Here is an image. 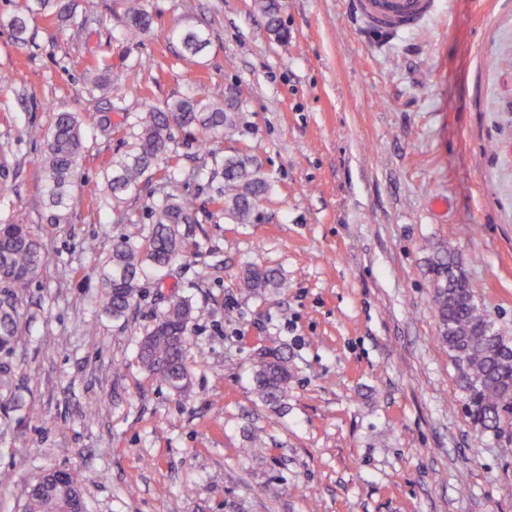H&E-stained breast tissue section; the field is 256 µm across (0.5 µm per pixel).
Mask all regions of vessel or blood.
<instances>
[{
    "label": "vessel or blood",
    "mask_w": 512,
    "mask_h": 512,
    "mask_svg": "<svg viewBox=\"0 0 512 512\" xmlns=\"http://www.w3.org/2000/svg\"><path fill=\"white\" fill-rule=\"evenodd\" d=\"M437 0H351L355 18L366 26L399 32L434 15Z\"/></svg>",
    "instance_id": "vessel-or-blood-1"
}]
</instances>
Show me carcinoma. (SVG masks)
<instances>
[{"mask_svg":"<svg viewBox=\"0 0 512 512\" xmlns=\"http://www.w3.org/2000/svg\"><path fill=\"white\" fill-rule=\"evenodd\" d=\"M122 40L142 42L155 35L150 0H124ZM267 30L285 37L277 0H260ZM55 16L75 17L70 0H21L4 25L19 47L29 43L34 21ZM165 37L178 47L177 56L191 60L210 43L209 34L191 24L170 28ZM89 92L112 88L120 122L104 116L99 132L121 136L125 151L103 172L106 190L99 203L112 208L113 223H134L129 203L146 197L151 219L140 237L121 234L97 270L103 309L114 321L126 322L138 304L143 282L162 276L185 257L182 227L198 223V208L184 192L187 181L207 178L214 214L232 224H250L255 210L270 196L273 181L261 173L244 149L224 154L216 147L224 130L236 124V114L224 103L207 97L201 87L161 105L149 104L112 82V63L99 59L85 67ZM82 121L74 112L52 114L40 161L39 190L46 208V224H62L74 206L73 187L81 176L89 149ZM205 148L201 165L189 168L184 146ZM47 261L41 243L29 225L14 215H0V355L12 353L20 335L18 303L36 281ZM435 276L434 306L437 341L448 349L456 369V387L464 412L481 433L498 435L512 429V339L475 301L466 277L456 271L455 252L438 248L430 260ZM242 286L262 295L288 287L278 270L252 265L242 273ZM201 312L186 297L173 296L167 309L143 335L138 358L141 366L169 389L181 392L189 385L185 362L189 325ZM255 391L267 406L288 398L291 379L288 356L263 353L252 365ZM18 378L13 366L0 361V406H20ZM21 512H85L83 479L73 470H49L27 482Z\"/></svg>","mask_w":512,"mask_h":512,"instance_id":"1","label":"carcinoma"}]
</instances>
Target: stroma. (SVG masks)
<instances>
[{
	"instance_id": "1",
	"label": "stroma",
	"mask_w": 512,
	"mask_h": 512,
	"mask_svg": "<svg viewBox=\"0 0 512 512\" xmlns=\"http://www.w3.org/2000/svg\"><path fill=\"white\" fill-rule=\"evenodd\" d=\"M92 3L101 25L41 17L23 48L0 23V70L15 76L0 89V212L30 224L48 257L19 305L10 361L24 407L0 414V512H19L28 478L50 469L82 473L86 512H512V437L465 416L423 248L453 244L512 337V0H439L393 34L355 20L350 0H281L284 40L257 0H194L210 45L190 63L165 37L182 0H151L158 33L137 46L120 38V0H73ZM99 57L155 104L193 85L231 102L224 150L247 149L275 181L252 223L202 213L191 227L175 276L206 317L188 336L183 393L137 359L159 288L122 323L96 286L114 237L138 230L95 202L124 150L96 129L111 94L83 84ZM56 111L81 114L89 156L68 222L48 227L38 172ZM249 263L288 290L245 292ZM269 350L292 368L279 410L251 373Z\"/></svg>"
}]
</instances>
